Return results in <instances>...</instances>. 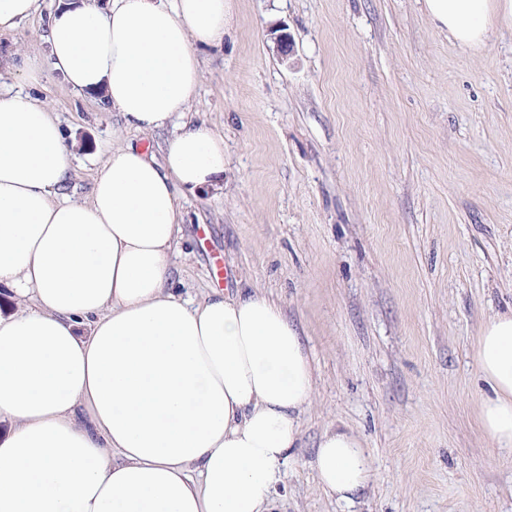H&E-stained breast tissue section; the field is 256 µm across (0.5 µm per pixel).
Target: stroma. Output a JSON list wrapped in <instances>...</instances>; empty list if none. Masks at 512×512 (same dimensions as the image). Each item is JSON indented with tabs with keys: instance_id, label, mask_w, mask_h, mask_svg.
<instances>
[{
	"instance_id": "stroma-1",
	"label": "stroma",
	"mask_w": 512,
	"mask_h": 512,
	"mask_svg": "<svg viewBox=\"0 0 512 512\" xmlns=\"http://www.w3.org/2000/svg\"><path fill=\"white\" fill-rule=\"evenodd\" d=\"M60 0L0 36V70L44 55ZM201 50L189 112L224 137V187L182 192L173 286L194 301L258 288L300 330L315 391L273 512H512V449L479 421L476 350L512 309V27L463 48L422 0H233ZM292 40L281 56L274 37ZM1 93L47 100L90 196L114 142L161 156L95 94L56 77ZM343 426L372 477L352 503L320 486Z\"/></svg>"
}]
</instances>
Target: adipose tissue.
<instances>
[{"label": "adipose tissue", "instance_id": "adipose-tissue-1", "mask_svg": "<svg viewBox=\"0 0 512 512\" xmlns=\"http://www.w3.org/2000/svg\"><path fill=\"white\" fill-rule=\"evenodd\" d=\"M433 25L480 48L512 24V0H422ZM230 0H66L47 59L6 77L55 72L142 133L171 128L162 158L110 151L88 200L65 185L71 154L43 100L0 97V512H270L300 434L314 371L297 327L260 290L194 303L171 286L181 190L216 187L224 138L185 120L198 52L222 45ZM491 388L480 423L512 447V312L482 329ZM316 470L354 502L371 479L351 432L326 431Z\"/></svg>", "mask_w": 512, "mask_h": 512}]
</instances>
